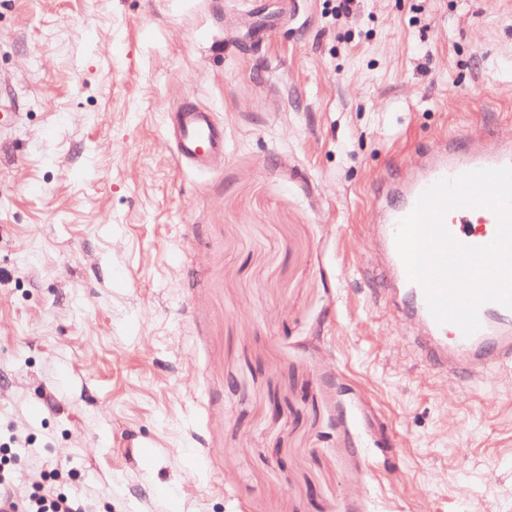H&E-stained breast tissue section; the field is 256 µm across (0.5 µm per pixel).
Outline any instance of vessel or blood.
Instances as JSON below:
<instances>
[{
    "mask_svg": "<svg viewBox=\"0 0 512 512\" xmlns=\"http://www.w3.org/2000/svg\"><path fill=\"white\" fill-rule=\"evenodd\" d=\"M174 136L178 161L199 170L211 168L213 158L224 152L223 127L213 112L194 104L178 111ZM503 167H512V141L502 139L497 132L442 134L425 150L423 162L412 175L381 178L371 189L381 218V249L371 264L373 273L385 283L378 300L384 306L401 309L403 319L415 326L412 341L418 357L446 377L474 378L491 367L512 365V309L497 302L483 304L480 327L468 337L456 325L438 324L424 289L407 277L396 249V230L420 195L440 179ZM444 224L459 242L474 246L490 243L498 227L496 215L486 208L452 210Z\"/></svg>",
    "mask_w": 512,
    "mask_h": 512,
    "instance_id": "1",
    "label": "vessel or blood"
}]
</instances>
